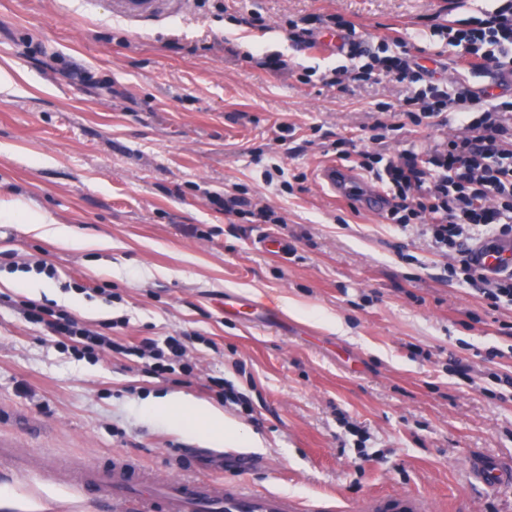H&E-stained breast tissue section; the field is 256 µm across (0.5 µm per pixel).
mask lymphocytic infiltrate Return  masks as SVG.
<instances>
[{
    "label": "lymphocytic infiltrate",
    "instance_id": "1",
    "mask_svg": "<svg viewBox=\"0 0 512 512\" xmlns=\"http://www.w3.org/2000/svg\"><path fill=\"white\" fill-rule=\"evenodd\" d=\"M439 31L472 69L512 73V0H497L483 17L443 25ZM379 75L400 84L397 107L414 125L445 124L452 112L460 123L459 133L441 149L425 156L405 151L375 170V178L395 190L388 219L407 225L420 215L429 216L423 235L434 248L457 251L466 283L476 287L491 309L512 303V272L490 277L467 257V244L476 232L495 240L512 237V139L507 136L512 130V101L497 100L487 92L478 96L462 85L452 90L442 82H423L403 53L375 57L372 68L358 78L369 81ZM24 311L32 321L46 323L63 336V350L79 358L111 351L146 360L149 373L157 376L178 368L187 374L193 371L188 361L191 337L123 345L65 310L28 302Z\"/></svg>",
    "mask_w": 512,
    "mask_h": 512
}]
</instances>
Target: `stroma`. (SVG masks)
<instances>
[{
  "label": "stroma",
  "instance_id": "35a3bbf8",
  "mask_svg": "<svg viewBox=\"0 0 512 512\" xmlns=\"http://www.w3.org/2000/svg\"><path fill=\"white\" fill-rule=\"evenodd\" d=\"M155 0L126 16L121 0H0V199L47 214L106 249L68 250L0 221V437L30 449L28 474L0 483V510L107 512L60 480L114 456L162 474L178 448L206 440L144 412L181 393L219 406L221 377L250 411L221 406L257 440L248 485L353 512L407 491L439 512H512V479L483 484L475 460L512 467V305L490 310L464 282L455 250H433L421 227L391 223L316 185L341 141L389 158L426 154L459 123L404 124L401 87H328L333 69L360 71L383 35L448 86L478 92L485 72L456 71L437 27L481 16L490 0ZM261 25H254V18ZM364 51L323 44L335 19ZM309 29L299 49L288 22ZM286 60L283 68L269 58ZM92 72L93 82L80 79ZM263 200L273 218L225 213V192ZM281 235L288 253L261 251ZM44 260L58 293L84 286L67 309L117 341L199 336L195 369L162 377L113 353L77 360L45 324L25 318L21 280ZM280 303L278 322L224 318V295Z\"/></svg>",
  "mask_w": 512,
  "mask_h": 512
}]
</instances>
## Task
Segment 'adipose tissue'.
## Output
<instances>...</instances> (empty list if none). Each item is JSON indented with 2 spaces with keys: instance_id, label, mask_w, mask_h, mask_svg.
Returning a JSON list of instances; mask_svg holds the SVG:
<instances>
[{
  "instance_id": "obj_1",
  "label": "adipose tissue",
  "mask_w": 512,
  "mask_h": 512,
  "mask_svg": "<svg viewBox=\"0 0 512 512\" xmlns=\"http://www.w3.org/2000/svg\"><path fill=\"white\" fill-rule=\"evenodd\" d=\"M158 411L167 416L169 423L185 432H202L207 439L223 444L224 440H243L244 434L236 424L225 421L219 410L173 393L158 404Z\"/></svg>"
}]
</instances>
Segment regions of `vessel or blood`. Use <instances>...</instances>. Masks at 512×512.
<instances>
[{"instance_id":"vessel-or-blood-1","label":"vessel or blood","mask_w":512,"mask_h":512,"mask_svg":"<svg viewBox=\"0 0 512 512\" xmlns=\"http://www.w3.org/2000/svg\"><path fill=\"white\" fill-rule=\"evenodd\" d=\"M316 180L329 193L354 199L367 211L379 212L389 205L387 195L379 186L368 183L351 169L329 163L320 167ZM470 257L488 274L512 272V240L472 246ZM224 316L252 322L261 318L269 320L275 318L276 309L272 301L228 293L224 296ZM19 454L14 442L0 438V474L12 479L21 476ZM203 458L210 459L220 469V476L209 479L187 476V469ZM178 464L183 476L153 481L135 460L118 456L108 464L83 467L77 475L76 487L91 493L96 501L107 503L110 512H201L207 504L221 506L224 512H334L335 509L329 497L305 505L285 493L250 487L244 478L259 468L260 461L246 452L187 448ZM361 512H431V509L426 500L400 493L369 497L362 502Z\"/></svg>"}]
</instances>
